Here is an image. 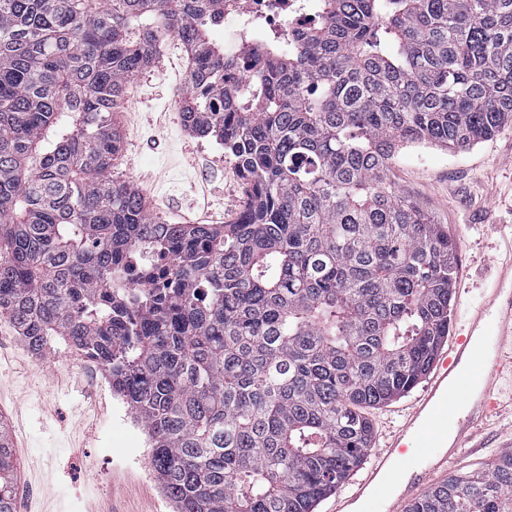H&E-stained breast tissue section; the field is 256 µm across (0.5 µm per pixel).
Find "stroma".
Instances as JSON below:
<instances>
[{"label": "stroma", "instance_id": "stroma-1", "mask_svg": "<svg viewBox=\"0 0 512 512\" xmlns=\"http://www.w3.org/2000/svg\"><path fill=\"white\" fill-rule=\"evenodd\" d=\"M188 55L169 46L126 89L114 114L123 139L112 160L146 207L169 224H230L245 185L220 142L186 131L178 106ZM389 179L445 224L458 247L452 324L478 304L491 259L512 239V121L490 140L455 152L415 143L397 150ZM68 351L32 355L0 317V418L16 465L15 512H174L149 464V447L106 376L89 383ZM485 446L449 475L485 468L512 450V416L483 433Z\"/></svg>", "mask_w": 512, "mask_h": 512}]
</instances>
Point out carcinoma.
Listing matches in <instances>:
<instances>
[{"instance_id": "1", "label": "carcinoma", "mask_w": 512, "mask_h": 512, "mask_svg": "<svg viewBox=\"0 0 512 512\" xmlns=\"http://www.w3.org/2000/svg\"><path fill=\"white\" fill-rule=\"evenodd\" d=\"M226 2L0 0V315L104 368L176 512H315L448 337L456 241L387 167L512 121V0H313L234 51ZM168 34L184 126L247 185L233 224H166L112 174L113 112ZM409 512H512V453Z\"/></svg>"}]
</instances>
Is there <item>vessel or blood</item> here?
I'll use <instances>...</instances> for the list:
<instances>
[{
  "label": "vessel or blood",
  "mask_w": 512,
  "mask_h": 512,
  "mask_svg": "<svg viewBox=\"0 0 512 512\" xmlns=\"http://www.w3.org/2000/svg\"><path fill=\"white\" fill-rule=\"evenodd\" d=\"M496 268L493 288L469 311L460 335L435 361L432 377L408 405L401 423L387 428L376 448L368 450V468L352 478L348 494L337 496L333 512H358L384 482L390 491L381 502L383 512H406L425 485L447 474L453 460L479 448L487 419L504 412L497 391L512 372V241ZM478 357L484 360V371L474 378L470 363ZM452 390L471 396L465 412L449 407ZM411 447L428 449L425 465H411Z\"/></svg>",
  "instance_id": "obj_1"
}]
</instances>
